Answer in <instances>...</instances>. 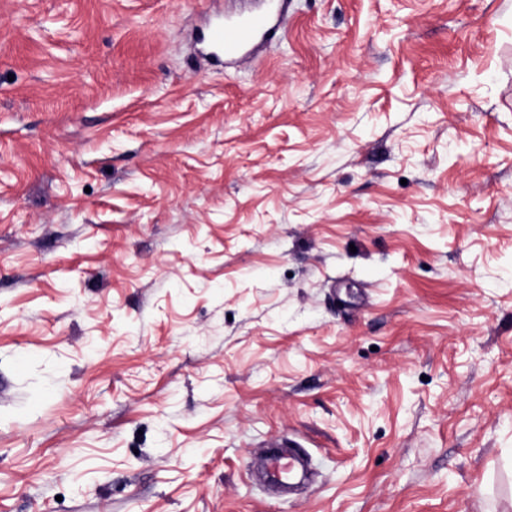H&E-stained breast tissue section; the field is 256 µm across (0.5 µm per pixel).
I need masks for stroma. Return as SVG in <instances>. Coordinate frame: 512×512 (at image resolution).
<instances>
[{
  "mask_svg": "<svg viewBox=\"0 0 512 512\" xmlns=\"http://www.w3.org/2000/svg\"><path fill=\"white\" fill-rule=\"evenodd\" d=\"M245 2L0 0V512H512V0ZM278 29L273 24L272 13L266 12L216 25L210 40L224 58L239 59L247 55L259 37L274 36Z\"/></svg>",
  "mask_w": 512,
  "mask_h": 512,
  "instance_id": "1",
  "label": "stroma"
}]
</instances>
